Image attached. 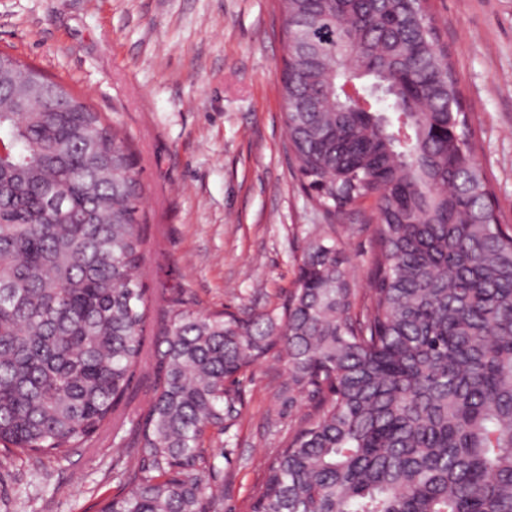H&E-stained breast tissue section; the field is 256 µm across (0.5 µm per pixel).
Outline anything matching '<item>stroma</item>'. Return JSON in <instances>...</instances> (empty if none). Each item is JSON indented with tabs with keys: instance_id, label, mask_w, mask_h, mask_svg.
<instances>
[{
	"instance_id": "stroma-1",
	"label": "stroma",
	"mask_w": 512,
	"mask_h": 512,
	"mask_svg": "<svg viewBox=\"0 0 512 512\" xmlns=\"http://www.w3.org/2000/svg\"><path fill=\"white\" fill-rule=\"evenodd\" d=\"M462 89L478 156L512 226V0H431ZM277 0H0V49L63 79L129 136L145 222L142 279L197 312L257 313L292 290L305 238L338 230L367 279L374 245L356 212L329 221L288 162L277 72ZM286 366L242 379L245 405L224 437L223 512H246L264 465L307 407H276ZM111 433L46 465L0 461V512H85L114 493Z\"/></svg>"
}]
</instances>
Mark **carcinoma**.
I'll use <instances>...</instances> for the list:
<instances>
[{
  "label": "carcinoma",
  "mask_w": 512,
  "mask_h": 512,
  "mask_svg": "<svg viewBox=\"0 0 512 512\" xmlns=\"http://www.w3.org/2000/svg\"><path fill=\"white\" fill-rule=\"evenodd\" d=\"M285 151L329 216L366 199L368 286L306 242L280 308L173 298L146 349L136 153L61 80L0 51V448L64 460L151 397L97 512H221L239 377L273 354L309 398L247 512H512V232L427 0H279ZM150 389H151V382L149 379H142L134 388V401L132 404L127 408L126 410V423L124 426L125 429V435H126V441L130 442L132 440L131 435V428L132 424L131 421L135 419L136 413L138 411L137 406L140 402H143L144 400L148 399L150 396Z\"/></svg>",
  "instance_id": "1"
}]
</instances>
